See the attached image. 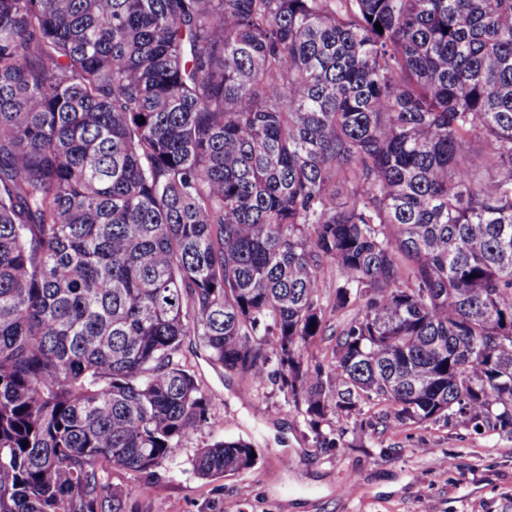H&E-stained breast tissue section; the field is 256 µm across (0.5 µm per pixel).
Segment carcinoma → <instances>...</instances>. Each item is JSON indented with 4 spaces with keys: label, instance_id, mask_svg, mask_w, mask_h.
<instances>
[{
    "label": "carcinoma",
    "instance_id": "cac0c4a2",
    "mask_svg": "<svg viewBox=\"0 0 512 512\" xmlns=\"http://www.w3.org/2000/svg\"><path fill=\"white\" fill-rule=\"evenodd\" d=\"M187 339L512 434V0H0V512H123L209 420ZM320 279L322 288H320V299L326 308V319L329 328L323 336L316 337L313 342L303 351L304 362L311 368L317 364L326 366L332 358V351L335 346L336 337L331 336V332L335 331L339 325L349 320L356 312V307H349L344 311L332 312L336 299V282L340 279V273L335 265L324 266L320 270Z\"/></svg>",
    "mask_w": 512,
    "mask_h": 512
}]
</instances>
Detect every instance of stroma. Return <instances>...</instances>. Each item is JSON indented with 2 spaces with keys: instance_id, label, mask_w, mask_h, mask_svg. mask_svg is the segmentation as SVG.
<instances>
[{
  "instance_id": "obj_1",
  "label": "stroma",
  "mask_w": 512,
  "mask_h": 512,
  "mask_svg": "<svg viewBox=\"0 0 512 512\" xmlns=\"http://www.w3.org/2000/svg\"><path fill=\"white\" fill-rule=\"evenodd\" d=\"M320 279L330 331L304 349L311 366L331 360L332 329L355 313L333 309L336 266L322 267ZM182 357L210 400V422L154 475L110 470L113 485L138 487L125 512H512L510 434L475 430L459 416L397 425L385 403L316 424L273 377L225 371L188 342ZM220 437L250 443L254 466L198 477L193 458Z\"/></svg>"
}]
</instances>
